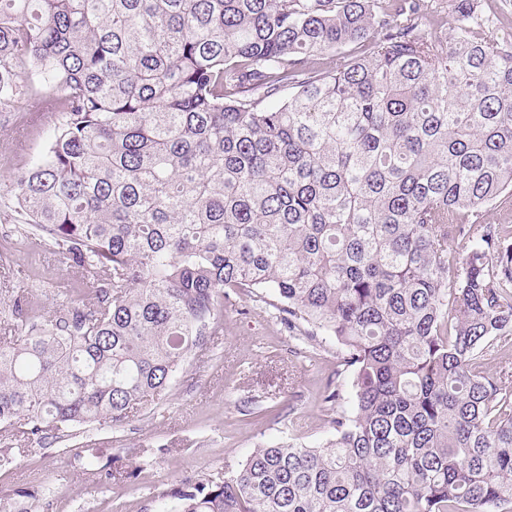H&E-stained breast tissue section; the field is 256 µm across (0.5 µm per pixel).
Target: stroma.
Masks as SVG:
<instances>
[{
	"label": "stroma",
	"mask_w": 512,
	"mask_h": 512,
	"mask_svg": "<svg viewBox=\"0 0 512 512\" xmlns=\"http://www.w3.org/2000/svg\"><path fill=\"white\" fill-rule=\"evenodd\" d=\"M18 114L0 112V155L24 167L44 134H21ZM69 277L64 260L32 241L25 266L0 248V290L26 288L55 310ZM350 373L334 346L306 349L270 308L235 298L224 305V333L193 351L162 399L120 428L81 426L59 442L9 450L0 464V499L13 512H144L150 498L187 477L239 469L263 442L316 445L329 438L335 407L326 388ZM261 415H247L248 405ZM132 471L106 479L112 466Z\"/></svg>",
	"instance_id": "35a3bbf8"
}]
</instances>
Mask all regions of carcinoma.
<instances>
[{"label":"carcinoma","mask_w":512,"mask_h":512,"mask_svg":"<svg viewBox=\"0 0 512 512\" xmlns=\"http://www.w3.org/2000/svg\"><path fill=\"white\" fill-rule=\"evenodd\" d=\"M496 27L480 0H0V112L34 97L45 133L0 210L12 254L37 239L71 274L50 315L9 301L0 444L123 426L236 296L335 343L354 409L149 512H512Z\"/></svg>","instance_id":"cac0c4a2"}]
</instances>
